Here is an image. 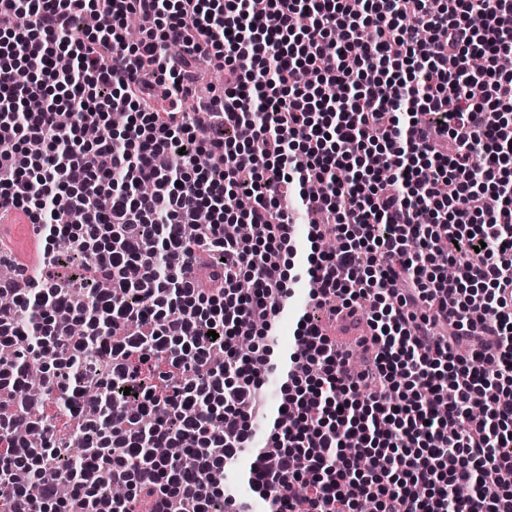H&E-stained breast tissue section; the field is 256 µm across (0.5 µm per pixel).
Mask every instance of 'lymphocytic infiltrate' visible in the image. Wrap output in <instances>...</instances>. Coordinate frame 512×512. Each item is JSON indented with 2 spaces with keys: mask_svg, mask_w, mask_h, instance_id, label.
Masks as SVG:
<instances>
[{
  "mask_svg": "<svg viewBox=\"0 0 512 512\" xmlns=\"http://www.w3.org/2000/svg\"><path fill=\"white\" fill-rule=\"evenodd\" d=\"M429 2L0 0V512H512V0Z\"/></svg>",
  "mask_w": 512,
  "mask_h": 512,
  "instance_id": "f902f5d3",
  "label": "lymphocytic infiltrate"
}]
</instances>
